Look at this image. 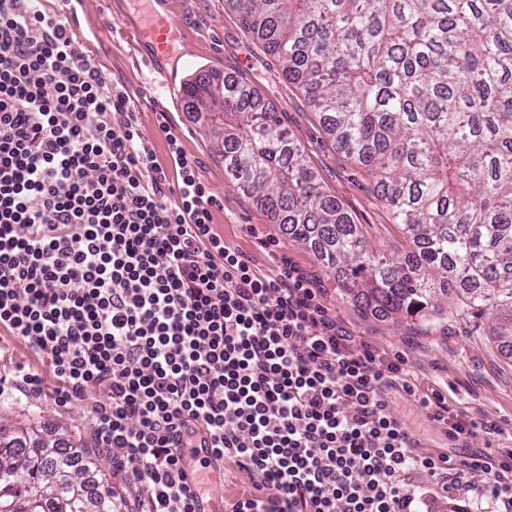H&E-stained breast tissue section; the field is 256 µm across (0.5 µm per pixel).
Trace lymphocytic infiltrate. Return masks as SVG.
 Masks as SVG:
<instances>
[{
    "instance_id": "obj_1",
    "label": "lymphocytic infiltrate",
    "mask_w": 512,
    "mask_h": 512,
    "mask_svg": "<svg viewBox=\"0 0 512 512\" xmlns=\"http://www.w3.org/2000/svg\"><path fill=\"white\" fill-rule=\"evenodd\" d=\"M136 112L64 13L0 0V329L46 355L57 396L89 404L121 512H199V445L250 480L230 512H415L401 485L416 471L482 473L512 512V448L425 450L389 393L452 441L500 423L420 394L287 262L265 273L227 245L198 163L163 123L159 164Z\"/></svg>"
}]
</instances>
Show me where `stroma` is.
<instances>
[{
    "instance_id": "1",
    "label": "stroma",
    "mask_w": 512,
    "mask_h": 512,
    "mask_svg": "<svg viewBox=\"0 0 512 512\" xmlns=\"http://www.w3.org/2000/svg\"><path fill=\"white\" fill-rule=\"evenodd\" d=\"M178 32L170 55L158 70L144 64L148 54L122 17L132 11L130 0H81L71 25L89 47L92 63L109 69L115 86L138 107L143 139L160 164L168 162V145L160 122H167L188 158L198 161L211 191L223 199L224 209L214 218L225 242L246 253L257 268L268 272L277 257L287 258L314 287L349 336L387 355L403 356L406 371L420 390H442L449 400L474 419L512 418V356L491 339V323L457 314L447 307L425 320L382 317L349 302L334 271L282 231L280 225L224 173V159L197 113L187 111L181 90L194 73L212 71L242 80L278 112L282 122L301 142L306 158L328 194L344 206L373 247L403 248L399 225L377 196L375 185L361 168L339 151L322 129L318 117L300 91L282 76L275 59L244 30L236 13L224 0H169ZM194 69H187V60ZM170 81L173 90L158 96V82ZM25 367L41 375L45 393L26 403H9L12 420L36 425L49 438L93 447L90 409L80 401H63L53 393L57 380L47 363L24 343L0 335V377L13 378ZM392 410L404 419L425 448L460 460L486 448H512V428L501 435L477 434L450 441L427 422L420 408L399 394H392ZM487 478L466 475L458 489L443 490L440 483L417 473L402 491L414 498L419 512H492L494 505L483 489Z\"/></svg>"
}]
</instances>
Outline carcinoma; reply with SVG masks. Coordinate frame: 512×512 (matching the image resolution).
<instances>
[{"instance_id":"obj_1","label":"carcinoma","mask_w":512,"mask_h":512,"mask_svg":"<svg viewBox=\"0 0 512 512\" xmlns=\"http://www.w3.org/2000/svg\"><path fill=\"white\" fill-rule=\"evenodd\" d=\"M336 147L374 180L404 253L374 250L277 112L238 81L183 88L224 171L314 245L353 303L425 318L453 304L512 349V0H224ZM97 455L32 427L0 441V512H112Z\"/></svg>"}]
</instances>
